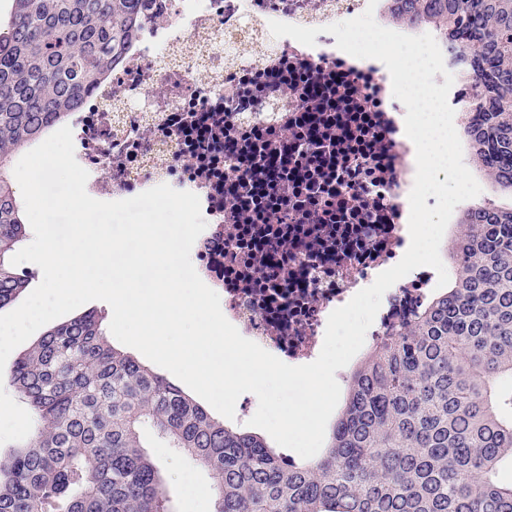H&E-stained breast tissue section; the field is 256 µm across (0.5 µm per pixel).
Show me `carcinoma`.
<instances>
[{"instance_id": "obj_1", "label": "carcinoma", "mask_w": 512, "mask_h": 512, "mask_svg": "<svg viewBox=\"0 0 512 512\" xmlns=\"http://www.w3.org/2000/svg\"><path fill=\"white\" fill-rule=\"evenodd\" d=\"M0 16V309L24 292L11 264L26 235L15 159L108 79L139 0H5ZM435 30L471 90L463 138L478 172L512 197V0H383ZM448 287L369 346L324 453L288 461L224 424L115 347L107 314L57 324L6 382L33 420L0 457V512H172L158 447L210 479L214 512H512V205L460 211Z\"/></svg>"}]
</instances>
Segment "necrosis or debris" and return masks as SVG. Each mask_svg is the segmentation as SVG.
<instances>
[{
    "mask_svg": "<svg viewBox=\"0 0 512 512\" xmlns=\"http://www.w3.org/2000/svg\"><path fill=\"white\" fill-rule=\"evenodd\" d=\"M367 5L140 0L121 63L67 120L89 195H198L195 270L245 338L293 366L313 362L329 314L404 255L411 148L391 77L321 31ZM273 20L318 28L315 46L273 37ZM437 280L423 267L391 289L368 338Z\"/></svg>",
    "mask_w": 512,
    "mask_h": 512,
    "instance_id": "necrosis-or-debris-1",
    "label": "necrosis or debris"
}]
</instances>
